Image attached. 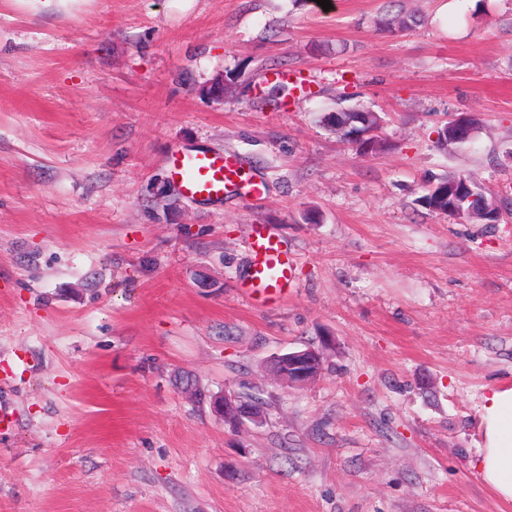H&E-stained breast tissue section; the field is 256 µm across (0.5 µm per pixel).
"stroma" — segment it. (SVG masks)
Wrapping results in <instances>:
<instances>
[{
	"instance_id": "35a3bbf8",
	"label": "stroma",
	"mask_w": 512,
	"mask_h": 512,
	"mask_svg": "<svg viewBox=\"0 0 512 512\" xmlns=\"http://www.w3.org/2000/svg\"><path fill=\"white\" fill-rule=\"evenodd\" d=\"M330 3L0 0V512H512L474 465L512 385V0ZM346 108L385 151L323 126ZM455 112L473 140L438 145ZM177 148L264 196L188 199ZM448 174L498 223L423 206ZM256 224L296 259L271 306L240 290ZM327 336L316 380L271 372ZM350 112H358L359 115L354 119L352 126L346 125V129L349 131L346 139L351 141L352 144H355L357 148L360 147L365 155L378 152L382 139L379 136L381 126L378 127L377 124L374 123L375 117L378 116L376 112L349 110L329 113L324 116V122L336 133L339 128L337 119H345ZM210 408L215 417L234 428L256 423L261 417L260 404H244L234 392L214 396Z\"/></svg>"
}]
</instances>
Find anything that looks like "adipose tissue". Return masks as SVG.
Wrapping results in <instances>:
<instances>
[{
	"instance_id": "adipose-tissue-1",
	"label": "adipose tissue",
	"mask_w": 512,
	"mask_h": 512,
	"mask_svg": "<svg viewBox=\"0 0 512 512\" xmlns=\"http://www.w3.org/2000/svg\"><path fill=\"white\" fill-rule=\"evenodd\" d=\"M479 427V476L501 500L512 502V386H497L483 395Z\"/></svg>"
}]
</instances>
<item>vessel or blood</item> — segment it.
I'll use <instances>...</instances> for the list:
<instances>
[{
  "instance_id": "obj_1",
  "label": "vessel or blood",
  "mask_w": 512,
  "mask_h": 512,
  "mask_svg": "<svg viewBox=\"0 0 512 512\" xmlns=\"http://www.w3.org/2000/svg\"><path fill=\"white\" fill-rule=\"evenodd\" d=\"M168 171L186 197L223 202L232 195L253 199L265 193L264 182L236 155L178 148L167 157ZM251 263L243 289L266 301L285 297L293 284L294 260L281 240L263 225H256L250 241Z\"/></svg>"
}]
</instances>
